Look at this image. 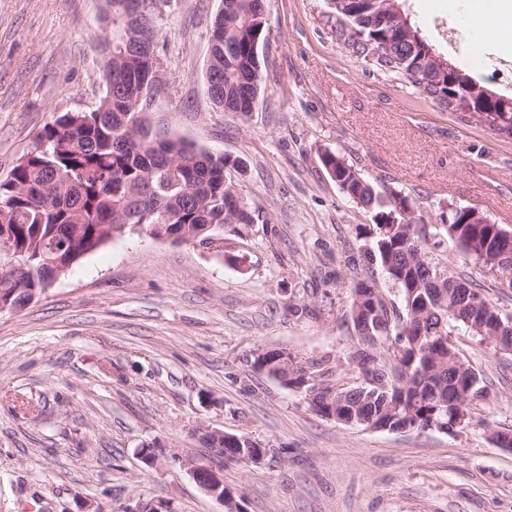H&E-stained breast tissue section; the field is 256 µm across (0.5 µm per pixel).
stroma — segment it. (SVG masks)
Here are the masks:
<instances>
[{
    "instance_id": "35a3bbf8",
    "label": "stroma",
    "mask_w": 512,
    "mask_h": 512,
    "mask_svg": "<svg viewBox=\"0 0 512 512\" xmlns=\"http://www.w3.org/2000/svg\"><path fill=\"white\" fill-rule=\"evenodd\" d=\"M475 0H406L443 57L496 93L497 41H478ZM220 0H171L158 21L154 133L242 161L255 222L189 245L130 234L73 264L26 309L0 315V512H224L187 472L221 468L243 512H512V356L464 329L450 340L489 388L463 426L391 432L318 415L304 391L258 369L266 348L328 359L351 387L350 287L380 278L373 218L324 170L338 150L409 192L425 223L479 208L512 231V137L438 106L352 56L327 0H267L259 103L211 101L209 34ZM102 0H0V180L56 112L104 92ZM512 312V283L456 248L434 250ZM247 435L261 463L219 456L205 431ZM155 462L146 465L142 450Z\"/></svg>"
}]
</instances>
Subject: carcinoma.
Returning a JSON list of instances; mask_svg holds the SVG:
<instances>
[{"label":"carcinoma","instance_id":"cac0c4a2","mask_svg":"<svg viewBox=\"0 0 512 512\" xmlns=\"http://www.w3.org/2000/svg\"><path fill=\"white\" fill-rule=\"evenodd\" d=\"M104 93L89 111L61 112L47 122L29 151L0 182V300L18 309L41 295L71 265L108 240L144 225L155 238L187 229L199 245L224 227L243 235L254 215L238 206L230 187L236 158L198 149L182 139L159 140L146 118L158 92L156 19L169 0H103ZM210 33L212 68L219 76L212 102L223 110L249 112L258 104L267 18L263 0H223ZM336 39L381 73L447 109L462 108L455 95L476 92L472 106L490 126L512 136V96L493 92L440 54L404 10L389 14V0H328ZM324 167L356 206L373 213L370 257L395 288L399 301L375 280L351 288L355 321L357 288L370 317V332L357 335L363 355L353 369L359 383L333 384L337 370L320 359L304 363L292 353L262 352L267 373L286 380L306 376L304 391L317 413L335 392L336 416L375 430H420L442 423L452 430L460 413L488 395L475 371L449 342L451 328L464 327L480 342L512 352L511 314L483 289L435 261L431 249L445 241L512 285V260H499L504 229L471 224L466 207L448 205L438 224L403 222L397 208L415 210L402 189L378 186L344 155L325 151Z\"/></svg>","mask_w":512,"mask_h":512}]
</instances>
